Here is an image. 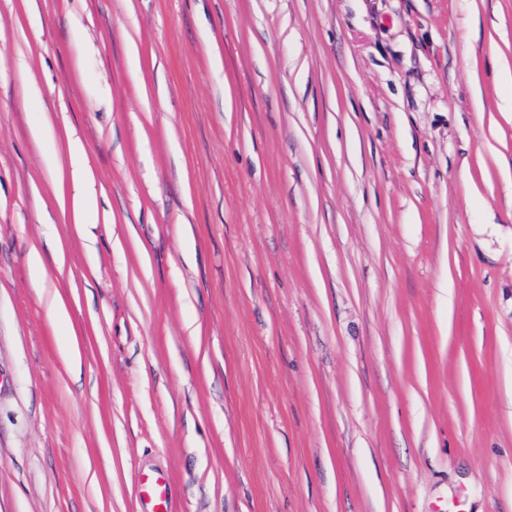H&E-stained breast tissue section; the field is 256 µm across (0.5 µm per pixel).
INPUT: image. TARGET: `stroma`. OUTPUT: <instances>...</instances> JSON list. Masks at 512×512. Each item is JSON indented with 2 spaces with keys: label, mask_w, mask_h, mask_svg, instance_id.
<instances>
[{
  "label": "stroma",
  "mask_w": 512,
  "mask_h": 512,
  "mask_svg": "<svg viewBox=\"0 0 512 512\" xmlns=\"http://www.w3.org/2000/svg\"><path fill=\"white\" fill-rule=\"evenodd\" d=\"M510 72L512 0H0V512H512ZM140 483L143 492L150 497V512H169L168 477L161 473L144 474Z\"/></svg>",
  "instance_id": "stroma-1"
}]
</instances>
